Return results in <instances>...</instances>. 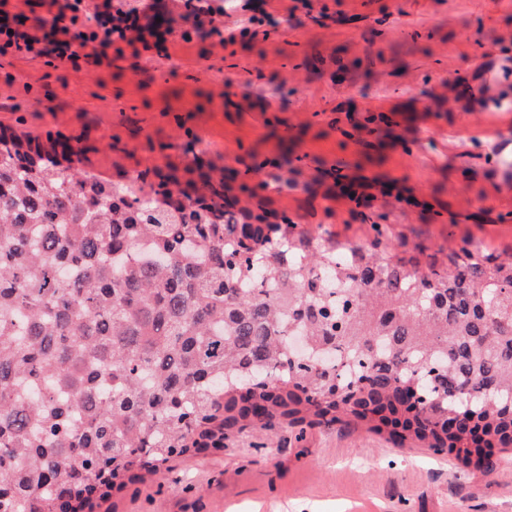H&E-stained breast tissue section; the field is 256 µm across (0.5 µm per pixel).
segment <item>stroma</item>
I'll list each match as a JSON object with an SVG mask.
<instances>
[{
	"mask_svg": "<svg viewBox=\"0 0 512 512\" xmlns=\"http://www.w3.org/2000/svg\"><path fill=\"white\" fill-rule=\"evenodd\" d=\"M324 25L276 20L234 41L107 49L75 71L0 58V127L73 139L106 180L200 173L237 207L358 237L472 238L512 255V0H320ZM389 188L356 219L333 170ZM456 223H449V215ZM492 467L398 448L364 425L272 428L178 458L113 494L116 512H512V449Z\"/></svg>",
	"mask_w": 512,
	"mask_h": 512,
	"instance_id": "1",
	"label": "stroma"
}]
</instances>
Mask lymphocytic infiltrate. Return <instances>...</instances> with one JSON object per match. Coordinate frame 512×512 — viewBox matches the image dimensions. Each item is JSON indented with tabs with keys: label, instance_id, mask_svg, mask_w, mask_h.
Returning <instances> with one entry per match:
<instances>
[{
	"label": "lymphocytic infiltrate",
	"instance_id": "lymphocytic-infiltrate-1",
	"mask_svg": "<svg viewBox=\"0 0 512 512\" xmlns=\"http://www.w3.org/2000/svg\"><path fill=\"white\" fill-rule=\"evenodd\" d=\"M52 7V38L41 42L38 36L11 30L0 24V56L30 54L81 69L98 58L100 50L120 43L141 44L144 51L157 56L168 54L169 44L187 40L186 32L173 26L159 27L160 0L149 7L123 10L110 0L92 6L90 0H44Z\"/></svg>",
	"mask_w": 512,
	"mask_h": 512
}]
</instances>
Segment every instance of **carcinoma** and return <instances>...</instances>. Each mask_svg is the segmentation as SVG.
Wrapping results in <instances>:
<instances>
[{
  "label": "carcinoma",
  "mask_w": 512,
  "mask_h": 512,
  "mask_svg": "<svg viewBox=\"0 0 512 512\" xmlns=\"http://www.w3.org/2000/svg\"><path fill=\"white\" fill-rule=\"evenodd\" d=\"M73 155L0 128V512H93L311 416L464 463L512 447V256L242 223L207 177L140 197ZM344 247L355 263L321 279Z\"/></svg>",
  "instance_id": "obj_1"
}]
</instances>
